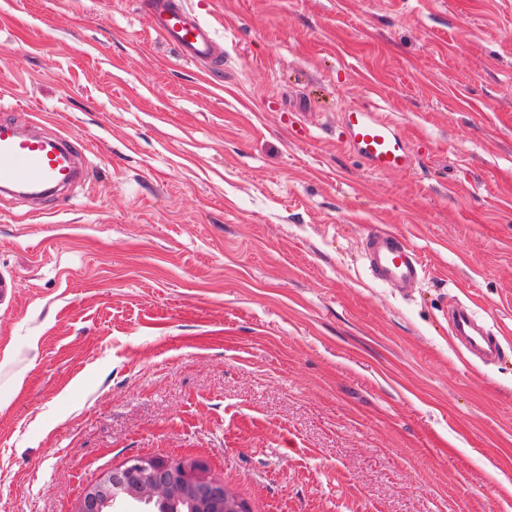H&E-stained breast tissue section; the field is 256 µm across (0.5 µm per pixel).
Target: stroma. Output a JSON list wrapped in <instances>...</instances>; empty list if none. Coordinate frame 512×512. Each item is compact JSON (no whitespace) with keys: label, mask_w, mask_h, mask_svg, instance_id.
<instances>
[{"label":"stroma","mask_w":512,"mask_h":512,"mask_svg":"<svg viewBox=\"0 0 512 512\" xmlns=\"http://www.w3.org/2000/svg\"><path fill=\"white\" fill-rule=\"evenodd\" d=\"M187 6L223 82L141 0H0V118L92 169L0 195V512H75L132 457L248 512H512V0ZM372 105L410 171L345 147ZM377 228L421 255L410 291L372 276ZM448 326L460 344L482 362L499 359L501 346L497 336L481 329L475 312L469 306L456 303L449 307Z\"/></svg>","instance_id":"stroma-1"}]
</instances>
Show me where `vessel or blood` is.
<instances>
[{
	"label": "vessel or blood",
	"mask_w": 512,
	"mask_h": 512,
	"mask_svg": "<svg viewBox=\"0 0 512 512\" xmlns=\"http://www.w3.org/2000/svg\"><path fill=\"white\" fill-rule=\"evenodd\" d=\"M145 17L148 26L175 45L185 59L212 69L221 66L224 56L209 23L187 9L183 0H148ZM342 124L347 147L373 171L389 174L411 169L410 144L385 117L353 108L343 112ZM74 154L73 136L32 135L1 120L0 191L28 198L55 194L81 177ZM363 255L376 279L402 290L412 288L424 272L415 247L391 230L369 233ZM448 326L470 354L485 363L498 360L500 343L493 333L481 329L472 308L458 303L449 307Z\"/></svg>",
	"instance_id": "vessel-or-blood-1"
}]
</instances>
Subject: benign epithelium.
Segmentation results:
<instances>
[{"label": "benign epithelium", "mask_w": 512, "mask_h": 512, "mask_svg": "<svg viewBox=\"0 0 512 512\" xmlns=\"http://www.w3.org/2000/svg\"><path fill=\"white\" fill-rule=\"evenodd\" d=\"M170 472L172 480L167 484L154 482V474L158 467L156 461L141 457L128 459L122 468L105 472L99 481L112 483L115 488L138 484L151 493L158 500L167 504L178 499H188L193 496L198 485L204 483L198 470L187 463V458L174 459L164 463ZM209 494L220 499L224 512H239L237 502L231 494V490L224 485L214 484ZM112 505L114 512H134L136 507L132 499H122L117 495L112 496V501L101 498V492L94 486H88L82 498L79 500L76 512H100L102 507Z\"/></svg>", "instance_id": "7a95c632"}]
</instances>
